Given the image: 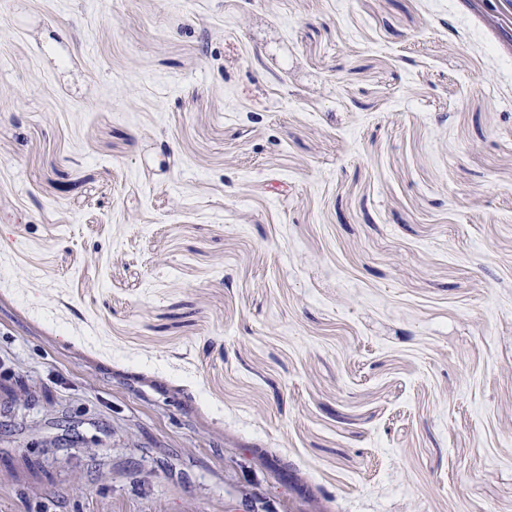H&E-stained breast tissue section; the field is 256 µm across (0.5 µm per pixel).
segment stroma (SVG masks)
<instances>
[{
    "instance_id": "1",
    "label": "stroma",
    "mask_w": 512,
    "mask_h": 512,
    "mask_svg": "<svg viewBox=\"0 0 512 512\" xmlns=\"http://www.w3.org/2000/svg\"><path fill=\"white\" fill-rule=\"evenodd\" d=\"M252 489L512 512L506 0H0V512Z\"/></svg>"
}]
</instances>
